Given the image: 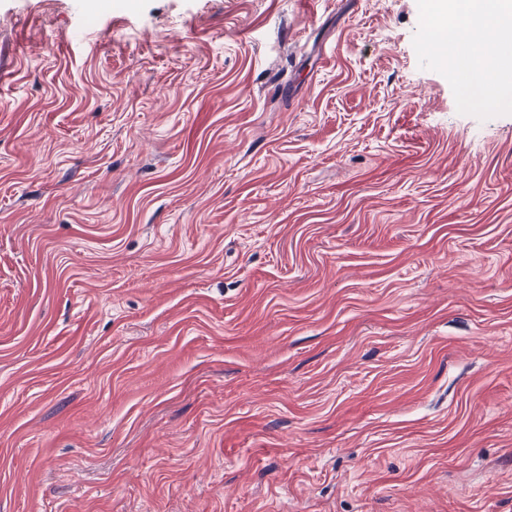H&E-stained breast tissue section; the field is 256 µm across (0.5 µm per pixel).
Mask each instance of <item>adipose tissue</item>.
I'll return each instance as SVG.
<instances>
[{"label":"adipose tissue","mask_w":512,"mask_h":512,"mask_svg":"<svg viewBox=\"0 0 512 512\" xmlns=\"http://www.w3.org/2000/svg\"><path fill=\"white\" fill-rule=\"evenodd\" d=\"M459 14L462 25L449 24V17ZM436 30V40L425 48L448 70L463 73L472 106L485 108L512 97V82L501 72L512 46V0H445Z\"/></svg>","instance_id":"1"}]
</instances>
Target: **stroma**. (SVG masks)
I'll list each match as a JSON object with an SVG mask.
<instances>
[{
  "instance_id": "obj_1",
  "label": "stroma",
  "mask_w": 512,
  "mask_h": 512,
  "mask_svg": "<svg viewBox=\"0 0 512 512\" xmlns=\"http://www.w3.org/2000/svg\"><path fill=\"white\" fill-rule=\"evenodd\" d=\"M430 0H0V512H512V98Z\"/></svg>"
}]
</instances>
